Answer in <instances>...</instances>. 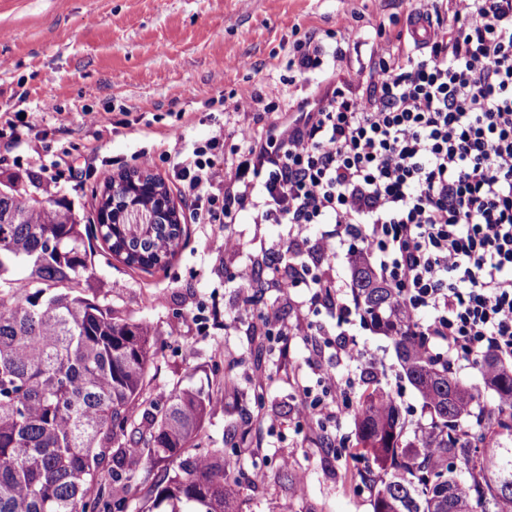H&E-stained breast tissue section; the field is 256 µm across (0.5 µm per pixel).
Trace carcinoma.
<instances>
[{
  "mask_svg": "<svg viewBox=\"0 0 512 512\" xmlns=\"http://www.w3.org/2000/svg\"><path fill=\"white\" fill-rule=\"evenodd\" d=\"M131 174L165 187L147 170L117 173L93 226L64 203L29 200L16 180L0 186V512H127L143 489L137 512H227L224 461L195 453L214 394L177 388L165 408L140 412L154 406L155 332L88 295L94 233L138 269L165 266L180 246L184 229L162 194L132 189ZM129 205L154 223H130ZM352 270L354 300L393 340L433 428L407 440L406 417L378 387L352 405L353 456L378 468L374 512H512V413L501 409L512 365L485 357L498 402L481 401L423 348L363 254ZM470 416L476 432L460 429ZM131 457L144 460L136 475L125 473Z\"/></svg>",
  "mask_w": 512,
  "mask_h": 512,
  "instance_id": "cac0c4a2",
  "label": "carcinoma"
}]
</instances>
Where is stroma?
Segmentation results:
<instances>
[{
	"label": "stroma",
	"mask_w": 512,
	"mask_h": 512,
	"mask_svg": "<svg viewBox=\"0 0 512 512\" xmlns=\"http://www.w3.org/2000/svg\"><path fill=\"white\" fill-rule=\"evenodd\" d=\"M410 0H0V117L22 115L21 140L0 147V180L35 179L41 197L69 203L81 220L94 214L96 188L123 170L146 169L169 188L183 213V243L168 266L128 267L96 242L94 284L119 312L158 332L151 398L167 403L174 387L204 392L223 386V400L204 420L202 450H222L235 463L229 477L235 512H373L374 491L347 486L345 473L371 468L352 455L350 412L328 432L300 428L298 384L317 386L320 365L364 389L366 376L392 393L413 427L431 418L419 393L401 378L391 339L361 312L344 322L309 312L307 292L260 289V314L243 313L246 294L231 276L254 256H272L288 234L284 224H256L251 214L228 226L195 223L173 166L193 144L223 135L237 143L238 125L265 127L301 102L344 84L361 93L377 62L373 47L406 29ZM353 28L356 40L345 38ZM315 39L318 69L289 68L296 44ZM267 111L236 110L241 90ZM88 112L110 124L87 127ZM186 139L175 143L171 125ZM222 233L237 249H211ZM218 305L220 325L199 331V305ZM323 325L329 337L358 345L367 366L333 363L334 349L315 353L309 337L289 336L277 351L269 323L296 319ZM263 375L264 386L252 379ZM277 428H260V418ZM266 479L254 483L255 470Z\"/></svg>",
	"instance_id": "obj_1"
}]
</instances>
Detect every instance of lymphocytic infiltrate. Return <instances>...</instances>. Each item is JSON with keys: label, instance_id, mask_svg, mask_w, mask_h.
<instances>
[{"label": "lymphocytic infiltrate", "instance_id": "f902f5d3", "mask_svg": "<svg viewBox=\"0 0 512 512\" xmlns=\"http://www.w3.org/2000/svg\"><path fill=\"white\" fill-rule=\"evenodd\" d=\"M428 40L377 50L365 95L336 87L292 120L239 126L193 144L174 166L194 216L284 224L267 278L307 289L342 321V286L304 256L301 231L331 224L350 251L375 253L403 313H429L421 334L475 361L512 358V0H425ZM222 180H215L216 169ZM302 390V421L320 425L351 404V380L320 371Z\"/></svg>", "mask_w": 512, "mask_h": 512}]
</instances>
